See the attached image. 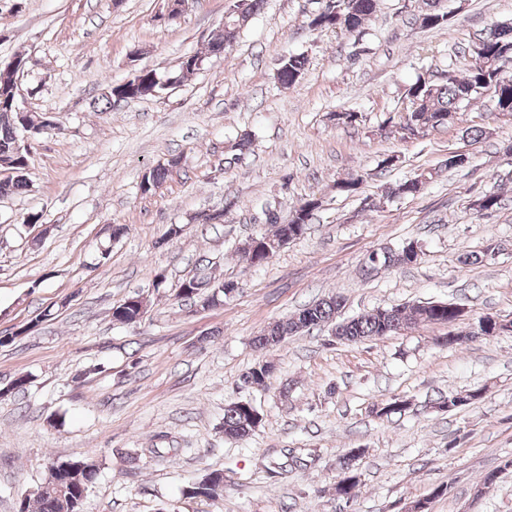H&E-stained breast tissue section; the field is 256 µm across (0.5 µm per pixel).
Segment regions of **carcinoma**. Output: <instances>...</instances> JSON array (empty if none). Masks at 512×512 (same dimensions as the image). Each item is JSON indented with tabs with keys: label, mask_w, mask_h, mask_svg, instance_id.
I'll return each instance as SVG.
<instances>
[{
	"label": "carcinoma",
	"mask_w": 512,
	"mask_h": 512,
	"mask_svg": "<svg viewBox=\"0 0 512 512\" xmlns=\"http://www.w3.org/2000/svg\"><path fill=\"white\" fill-rule=\"evenodd\" d=\"M424 7L418 14L420 26L434 29L448 23L451 12L441 9L440 0H423ZM377 0H348L347 7L335 15L317 14L310 26L315 29L341 30L356 32L365 26L367 20L375 13ZM244 23L240 17L229 18L228 31L210 44L209 55L217 56L231 47L236 41ZM512 49V22L496 25L485 35L479 37L469 48L470 63L465 75L457 77L450 75L441 81L420 77L411 84L406 92V106L401 123L413 124L429 132L441 126L448 125V117H453L460 109L469 104L475 97L484 92L490 94L495 110L512 114V79L502 77V52ZM207 55V56H209ZM207 56L199 53L186 54L180 61L172 77H179L183 67H188V74H194V68L205 63ZM305 58L300 55L286 57L277 69V79L284 86L295 84L304 72ZM165 90L163 76L156 70L147 67L136 71L131 80L125 84L114 85L107 95L95 99L92 107L98 112H106L115 104L122 101L156 96ZM17 87L11 77L0 75V162H7L12 175L0 182V197H8L30 186L29 149L20 139L24 131L23 118L15 110ZM178 160L169 162V167H157L149 170L143 176L140 190L149 193L165 180L169 168L177 165ZM432 175L421 174L413 179H407L392 190V194L409 196L418 193L424 183ZM479 205H471L478 214L492 211L501 205V195L497 193L484 194L477 198ZM314 200L307 199L294 209V214L286 224H280L277 217H270V223L276 227L273 234L266 236L270 251L264 250L255 254L252 264L262 265L269 260L268 254L276 253L275 244L285 237L296 239L302 236L313 215ZM209 283L190 279L180 286L178 296L185 299L205 297L206 302L216 303L215 297L227 296L226 289L234 287L231 282L223 281L208 294L205 288ZM342 304L341 298L334 296L319 300L299 311L297 317L286 321L276 322L264 330L261 338L266 340L265 347L278 345L276 337L287 336L314 326L337 323L342 328L345 341L356 343L364 339L390 336L394 334L393 324L380 311H374L343 322H336V312ZM144 313L136 297H128L122 304L112 308V319L126 325L141 322ZM409 322H429L450 325L454 315L444 310L436 312L423 305L409 307V313L404 315ZM274 366L251 368L242 374L251 378V385L262 387L273 373ZM481 397L478 390L461 397L448 395L438 403L440 409L451 410L464 406L471 400ZM254 431L252 414L248 406L239 401L228 404L224 409V435L230 439H240ZM97 465L90 460H76L68 469H59L54 474L47 475L37 488L35 497L20 499L16 512H82V505L88 491L95 481ZM224 491V473L213 471L207 474L195 486L187 490L191 496L218 497Z\"/></svg>",
	"instance_id": "carcinoma-1"
}]
</instances>
